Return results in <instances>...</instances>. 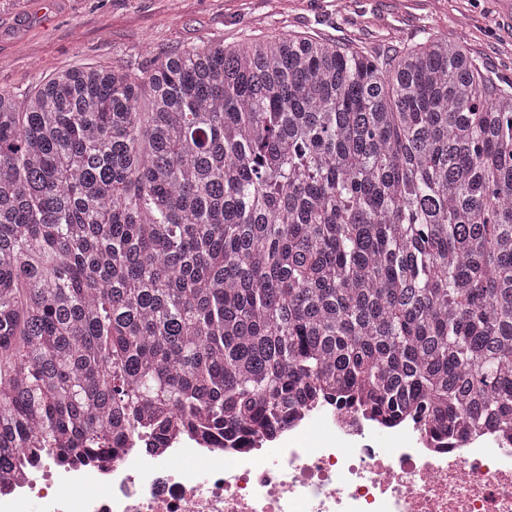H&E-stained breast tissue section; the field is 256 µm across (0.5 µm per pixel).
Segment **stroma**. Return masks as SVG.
Here are the masks:
<instances>
[{"instance_id": "obj_1", "label": "stroma", "mask_w": 512, "mask_h": 512, "mask_svg": "<svg viewBox=\"0 0 512 512\" xmlns=\"http://www.w3.org/2000/svg\"><path fill=\"white\" fill-rule=\"evenodd\" d=\"M0 0V90L80 64L137 68L201 39L283 32L383 56L447 32L491 77L512 78V0Z\"/></svg>"}]
</instances>
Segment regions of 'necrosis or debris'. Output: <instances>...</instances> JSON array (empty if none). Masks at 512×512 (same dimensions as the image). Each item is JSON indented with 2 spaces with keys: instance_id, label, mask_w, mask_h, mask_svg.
I'll use <instances>...</instances> for the list:
<instances>
[{
  "instance_id": "1",
  "label": "necrosis or debris",
  "mask_w": 512,
  "mask_h": 512,
  "mask_svg": "<svg viewBox=\"0 0 512 512\" xmlns=\"http://www.w3.org/2000/svg\"><path fill=\"white\" fill-rule=\"evenodd\" d=\"M19 460L0 512H512V439L445 448L423 422L333 405L243 448L174 424L151 450L130 437L95 459Z\"/></svg>"
}]
</instances>
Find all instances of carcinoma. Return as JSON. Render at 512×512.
<instances>
[{"label":"carcinoma","instance_id":"carcinoma-1","mask_svg":"<svg viewBox=\"0 0 512 512\" xmlns=\"http://www.w3.org/2000/svg\"><path fill=\"white\" fill-rule=\"evenodd\" d=\"M152 92L149 111L137 100ZM512 430V84L432 30L282 33L0 92V482L176 413Z\"/></svg>","mask_w":512,"mask_h":512}]
</instances>
